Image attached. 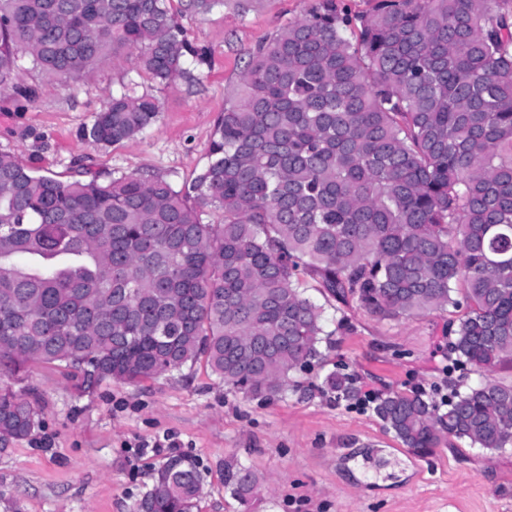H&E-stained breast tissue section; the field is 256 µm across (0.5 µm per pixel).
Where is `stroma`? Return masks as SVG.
<instances>
[{"label": "stroma", "instance_id": "35a3bbf8", "mask_svg": "<svg viewBox=\"0 0 512 512\" xmlns=\"http://www.w3.org/2000/svg\"><path fill=\"white\" fill-rule=\"evenodd\" d=\"M316 2L226 0L204 15L182 14L189 40L208 58L187 63L186 76L165 86L122 55L101 62L91 78L62 89L44 85L36 101L2 95L0 150L61 180L84 164L102 175L157 173L175 186L190 184L207 163L215 121L240 91L253 49ZM129 80L160 100L159 121L105 149L81 140L82 127ZM466 311L380 321L352 303L325 307L331 343L321 344L309 368L291 373L300 390L272 402L229 391L202 363L187 379L173 372L89 391L51 364L0 370V390L31 402L39 420L30 436L0 451V512H136L174 457L192 460L201 473V512H244L224 484L229 463L259 477L257 512H512V448L440 447L419 457L384 429L372 406L337 403L323 392L335 370L375 393L439 398L476 382L448 357V325ZM369 448L389 459L387 474L363 468Z\"/></svg>", "mask_w": 512, "mask_h": 512}]
</instances>
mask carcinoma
I'll use <instances>...</instances> for the list:
<instances>
[{
	"label": "carcinoma",
	"instance_id": "1",
	"mask_svg": "<svg viewBox=\"0 0 512 512\" xmlns=\"http://www.w3.org/2000/svg\"><path fill=\"white\" fill-rule=\"evenodd\" d=\"M168 0H0V94L36 100L20 62L58 85L125 53L160 84L192 45ZM161 105L121 84L83 129L130 140ZM189 188L163 175L79 166L67 181L0 151V368L52 364L86 388L205 362L224 386L271 401L320 355L322 306L378 320L466 315L449 356L476 384L438 402L388 390L374 411L411 453L464 441L512 447V0H380L354 18L320 0L251 54ZM219 212L206 224L201 208ZM336 401L357 396L330 373ZM38 425L0 391V445ZM201 474L176 458L138 510L198 512ZM224 484L257 508L259 478Z\"/></svg>",
	"mask_w": 512,
	"mask_h": 512
}]
</instances>
